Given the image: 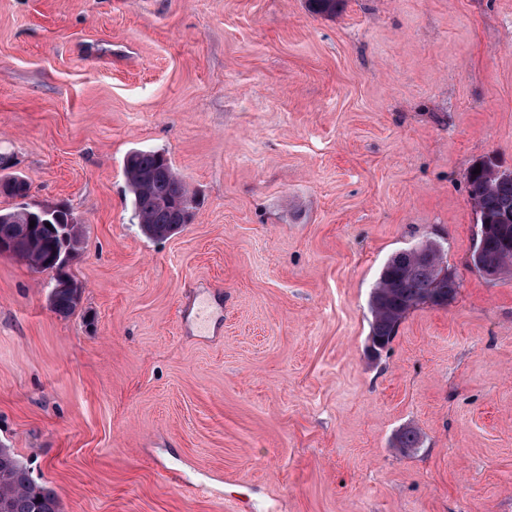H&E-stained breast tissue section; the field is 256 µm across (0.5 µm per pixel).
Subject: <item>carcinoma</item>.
Returning a JSON list of instances; mask_svg holds the SVG:
<instances>
[{
    "mask_svg": "<svg viewBox=\"0 0 512 512\" xmlns=\"http://www.w3.org/2000/svg\"><path fill=\"white\" fill-rule=\"evenodd\" d=\"M343 0H308L314 14L332 15ZM480 173L469 174L468 194L480 231L471 253V266L478 272L491 265L496 277L512 274V178L500 174L491 161L478 165ZM8 159L0 156V196L23 199L30 185L20 175L8 172ZM124 175L131 195L135 218L142 231L153 238H165L194 219L195 198L187 183L160 151L133 150L124 161ZM58 217L51 227L35 224L28 233L21 226L30 223L38 210L26 205L0 209V243L13 247L15 257L41 265L56 273V278L76 282L69 267L53 262L62 246L57 225L67 226V247L77 252L82 224L69 222L73 212L64 204L54 205ZM424 255L411 256L399 263L385 264L371 292L370 335L385 347L394 338L401 321L413 309L431 304L439 306L454 299L460 282L453 271L441 275L444 255L434 240L421 242ZM82 294L80 288H58L50 293L53 311L63 317L73 314ZM0 512H61L60 499L48 483L37 482L28 466L13 449L0 445Z\"/></svg>",
    "mask_w": 512,
    "mask_h": 512,
    "instance_id": "obj_1",
    "label": "carcinoma"
}]
</instances>
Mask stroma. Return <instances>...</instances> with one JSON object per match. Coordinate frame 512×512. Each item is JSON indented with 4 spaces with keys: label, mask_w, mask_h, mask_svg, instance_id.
<instances>
[{
    "label": "stroma",
    "mask_w": 512,
    "mask_h": 512,
    "mask_svg": "<svg viewBox=\"0 0 512 512\" xmlns=\"http://www.w3.org/2000/svg\"><path fill=\"white\" fill-rule=\"evenodd\" d=\"M136 148L198 201L162 240ZM0 153L83 225L70 316L0 255V442L63 512H512V276L467 190L512 170V0H0ZM428 238L458 293L371 354ZM124 175L135 218L146 235L165 238L183 224L192 223L195 198L164 153L129 152L124 161Z\"/></svg>",
    "instance_id": "35a3bbf8"
}]
</instances>
